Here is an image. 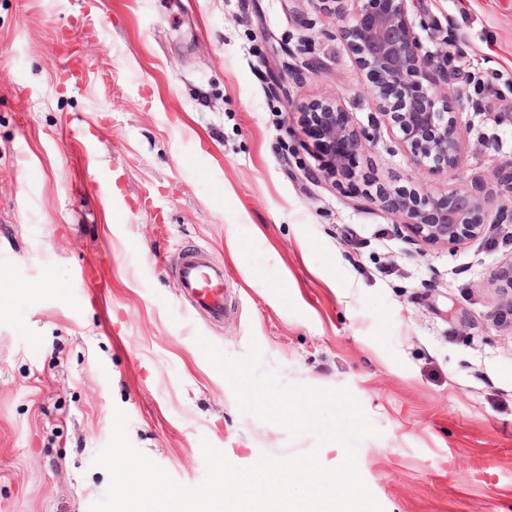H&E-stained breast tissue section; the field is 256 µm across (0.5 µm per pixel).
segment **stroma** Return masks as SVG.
Wrapping results in <instances>:
<instances>
[{
    "instance_id": "1",
    "label": "stroma",
    "mask_w": 512,
    "mask_h": 512,
    "mask_svg": "<svg viewBox=\"0 0 512 512\" xmlns=\"http://www.w3.org/2000/svg\"><path fill=\"white\" fill-rule=\"evenodd\" d=\"M96 2L75 91L53 42L77 31L76 0H0V512H89L118 408L185 486L205 477V441L240 467L314 449L342 463L340 444L240 413L201 337L231 357L258 344L284 384L348 389L378 430L357 464L384 512H512V311L496 279L512 238L412 246L377 197L462 183L512 204V0L412 14L475 102L459 179L408 163L313 0ZM329 99L375 137L330 179L299 114ZM79 125L91 155L69 140ZM115 163L126 202L104 212L87 177ZM179 241L223 264L222 322L182 296ZM104 251L103 295L79 271Z\"/></svg>"
}]
</instances>
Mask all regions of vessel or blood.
Listing matches in <instances>:
<instances>
[{
	"mask_svg": "<svg viewBox=\"0 0 512 512\" xmlns=\"http://www.w3.org/2000/svg\"><path fill=\"white\" fill-rule=\"evenodd\" d=\"M70 34H63L58 50L65 58V82L78 90L84 84L86 68L83 60L76 56L70 47ZM94 181L103 191L105 203L121 194L126 183L123 167L112 166L96 170ZM175 276L184 296L189 297L195 310L206 314L209 319H223L226 310V290L224 288V268L213 263L201 251L182 254L175 268Z\"/></svg>",
	"mask_w": 512,
	"mask_h": 512,
	"instance_id": "b4317fda",
	"label": "vessel or blood"
}]
</instances>
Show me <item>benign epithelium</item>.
Here are the masks:
<instances>
[{
    "instance_id": "7a95c632",
    "label": "benign epithelium",
    "mask_w": 512,
    "mask_h": 512,
    "mask_svg": "<svg viewBox=\"0 0 512 512\" xmlns=\"http://www.w3.org/2000/svg\"><path fill=\"white\" fill-rule=\"evenodd\" d=\"M347 1L352 8L345 7ZM316 2L341 18L340 36L411 165L460 175L463 142L458 117L448 93L436 84L437 74H448V49H424L410 18L417 0ZM300 111L316 126L319 146L326 152L327 175L344 170L349 156L366 147L365 133L350 123L337 101L316 102ZM379 199L400 216L413 244L458 246L512 224V207L489 215L484 198L464 187L438 197L382 190ZM497 278L506 285L502 298L512 310V262L498 271Z\"/></svg>"
}]
</instances>
